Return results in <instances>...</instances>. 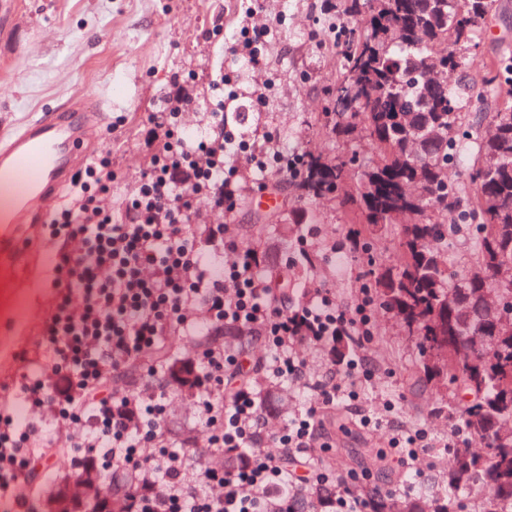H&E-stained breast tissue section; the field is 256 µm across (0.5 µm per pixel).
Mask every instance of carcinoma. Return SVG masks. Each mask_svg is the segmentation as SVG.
Here are the masks:
<instances>
[{"label": "carcinoma", "instance_id": "cac0c4a2", "mask_svg": "<svg viewBox=\"0 0 512 512\" xmlns=\"http://www.w3.org/2000/svg\"><path fill=\"white\" fill-rule=\"evenodd\" d=\"M345 22L328 121L331 135L365 133L372 158L335 161L306 152L291 180L310 201L335 193L357 166L352 198L363 239L398 225L397 261L372 285L381 307L416 341L420 369L440 392H452L465 429L485 442L486 456L453 455L448 482L483 490L479 512H512V341L493 353L459 357L448 337L494 334L485 307L493 294L512 319V287L500 285L498 258L512 259V52L487 63L481 87L465 75L475 25L496 11V0H336ZM485 102L465 112L472 98ZM471 155L469 181L450 169ZM474 226L472 260L483 275L466 277L443 265L441 243L457 218ZM303 215L288 224H252L250 241L264 257L293 237ZM371 512H450L438 498L369 499Z\"/></svg>", "mask_w": 512, "mask_h": 512}]
</instances>
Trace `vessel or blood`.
<instances>
[{
	"instance_id": "1",
	"label": "vessel or blood",
	"mask_w": 512,
	"mask_h": 512,
	"mask_svg": "<svg viewBox=\"0 0 512 512\" xmlns=\"http://www.w3.org/2000/svg\"><path fill=\"white\" fill-rule=\"evenodd\" d=\"M104 123L101 101L77 98L55 118L31 121L0 137V216L12 229L0 240L1 256L26 249V226L46 223L77 168L99 148Z\"/></svg>"
}]
</instances>
